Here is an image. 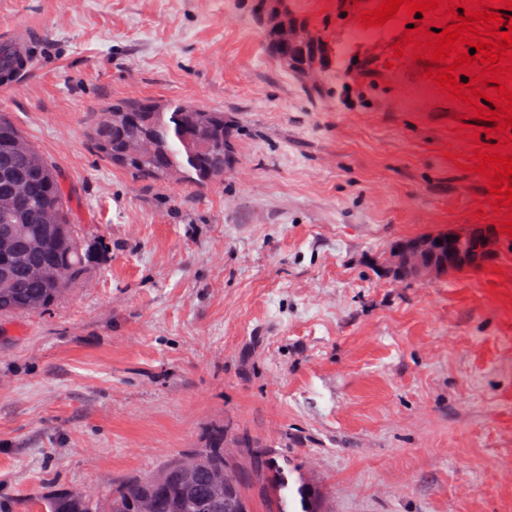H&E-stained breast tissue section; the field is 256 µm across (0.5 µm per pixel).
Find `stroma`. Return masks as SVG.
Returning a JSON list of instances; mask_svg holds the SVG:
<instances>
[{
    "label": "stroma",
    "mask_w": 512,
    "mask_h": 512,
    "mask_svg": "<svg viewBox=\"0 0 512 512\" xmlns=\"http://www.w3.org/2000/svg\"><path fill=\"white\" fill-rule=\"evenodd\" d=\"M251 0H0L38 32L0 113L60 172L102 258L52 308L0 318V500L114 487L230 425L327 512H512V235L480 268L398 285L399 239L495 211L458 154L512 156L415 60L381 0H285L328 46L322 95L264 47ZM402 52H395V44ZM223 112L238 162L155 185L89 137L112 100Z\"/></svg>",
    "instance_id": "35a3bbf8"
}]
</instances>
